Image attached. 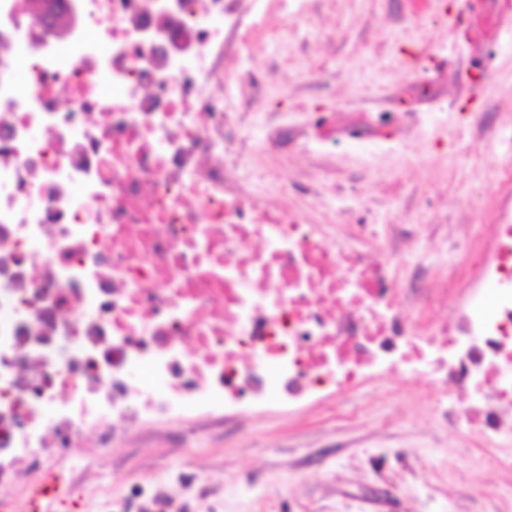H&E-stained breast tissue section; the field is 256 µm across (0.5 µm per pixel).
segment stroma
<instances>
[{
	"label": "stroma",
	"mask_w": 512,
	"mask_h": 512,
	"mask_svg": "<svg viewBox=\"0 0 512 512\" xmlns=\"http://www.w3.org/2000/svg\"><path fill=\"white\" fill-rule=\"evenodd\" d=\"M309 18L280 40L277 0H253L242 63L257 78L242 95L264 103L251 140L226 144L236 174L259 199L288 186L291 211L320 223L380 225L400 243L398 276L449 287L463 238L487 235L512 166V26L489 55L465 47L453 20L476 21L485 0H288ZM485 83L469 92L475 65ZM448 75L444 99L402 103L409 81ZM366 113L371 137L326 148L316 122ZM287 130L274 151L257 149L269 126ZM434 386L391 374L347 395L292 412L273 405L195 438L170 422L122 427L110 447L65 449L61 464L82 490L77 509L141 512L168 502L178 512H512V469L465 418L443 422Z\"/></svg>",
	"instance_id": "stroma-1"
}]
</instances>
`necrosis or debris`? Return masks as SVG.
Listing matches in <instances>:
<instances>
[{
  "instance_id": "1",
  "label": "necrosis or debris",
  "mask_w": 512,
  "mask_h": 512,
  "mask_svg": "<svg viewBox=\"0 0 512 512\" xmlns=\"http://www.w3.org/2000/svg\"><path fill=\"white\" fill-rule=\"evenodd\" d=\"M247 12L0 0V487L56 472L90 430L194 435L390 373L429 378L445 418L458 393L483 441L512 445V199L443 294L394 276L395 243L260 202L224 158L244 134L224 96L253 80L226 65Z\"/></svg>"
}]
</instances>
